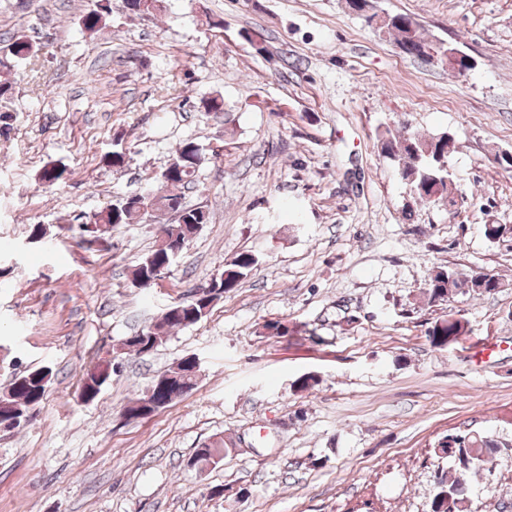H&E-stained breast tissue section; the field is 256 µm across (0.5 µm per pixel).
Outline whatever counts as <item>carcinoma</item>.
Segmentation results:
<instances>
[{"instance_id":"1","label":"carcinoma","mask_w":512,"mask_h":512,"mask_svg":"<svg viewBox=\"0 0 512 512\" xmlns=\"http://www.w3.org/2000/svg\"><path fill=\"white\" fill-rule=\"evenodd\" d=\"M108 14L107 0H95L94 8L82 17L83 28L92 33L97 31ZM377 30L391 37L403 51L418 59L426 58L432 43L421 31V25L407 14H389L381 20ZM37 49L32 47L27 35L17 32L0 45V70H10L22 60L33 57ZM378 142L382 156L390 160L397 168L401 180L409 189L410 195L417 201L434 205L459 206L462 193L451 178L447 158L454 137L444 132L435 137H425L417 132L405 130L395 134L390 127L378 133ZM206 162L203 147L193 140H186L176 149L169 159L165 171L160 173L164 189L150 191L138 196L133 203L121 198L95 213L96 223L114 228L119 224H134L139 221V211L148 208L155 214H165L169 209L162 205L164 201L182 202L177 189L196 181L197 174ZM66 168L49 163L39 174V180L52 187L65 178ZM184 223L164 224L161 232L175 236L182 241L191 242L200 231V225L210 221L209 212L201 207H184ZM487 240L496 242L508 235L512 236V225H483ZM174 259L170 252L154 246L145 256L132 266L131 280L141 288H151L157 284L158 276L170 270ZM257 258L246 251L238 256L213 280L215 295L198 301L184 299L167 308L160 319L143 328L134 336L127 337L121 349L141 355L157 348L163 338L173 329H181L201 322L211 311L213 302L237 288L248 277ZM502 288L501 280L493 275L479 279L476 276H464L446 266L437 267L430 275L425 286V295L429 303L443 302L458 295H470L474 298L491 295ZM460 321L450 317H439L428 328L427 337L432 346L446 348L462 335ZM112 360L95 363L85 374L80 385L79 396L95 400L103 387L112 378L108 369ZM52 378V370L36 368L15 377L8 389L0 395V411L10 413L18 410L28 411L40 405L45 399ZM192 377L177 385H151L147 392L138 394L125 406L127 411L145 408L154 413L171 404L176 398L194 387ZM226 451L224 439L219 438L203 444L195 452V464L207 466L223 459ZM512 451V436H503L496 432L468 433L466 435L448 434L440 437L433 446V454L438 459L451 458L455 470L448 474L439 470L436 474L434 494L427 504L426 512H472V502L468 494L459 490V485L474 477H492L498 465Z\"/></svg>"}]
</instances>
